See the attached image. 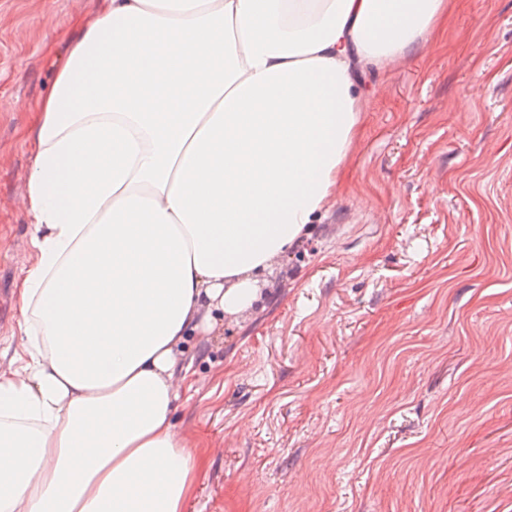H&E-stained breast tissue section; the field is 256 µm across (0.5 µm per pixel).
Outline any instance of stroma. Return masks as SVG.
Here are the masks:
<instances>
[{
  "label": "stroma",
  "instance_id": "35a3bbf8",
  "mask_svg": "<svg viewBox=\"0 0 512 512\" xmlns=\"http://www.w3.org/2000/svg\"><path fill=\"white\" fill-rule=\"evenodd\" d=\"M98 0H0V351L30 262L22 132ZM350 162L262 307L192 339L190 512H512V0L363 69Z\"/></svg>",
  "mask_w": 512,
  "mask_h": 512
}]
</instances>
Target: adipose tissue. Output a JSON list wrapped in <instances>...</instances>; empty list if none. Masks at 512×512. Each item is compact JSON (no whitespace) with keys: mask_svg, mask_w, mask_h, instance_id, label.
<instances>
[{"mask_svg":"<svg viewBox=\"0 0 512 512\" xmlns=\"http://www.w3.org/2000/svg\"><path fill=\"white\" fill-rule=\"evenodd\" d=\"M452 0H103L23 138L30 263L0 372V512H187L185 347L336 195L356 69L435 39Z\"/></svg>","mask_w":512,"mask_h":512,"instance_id":"ef3b65f1","label":"adipose tissue"}]
</instances>
